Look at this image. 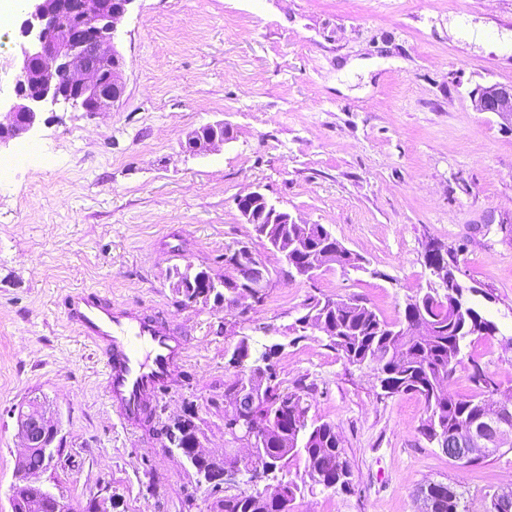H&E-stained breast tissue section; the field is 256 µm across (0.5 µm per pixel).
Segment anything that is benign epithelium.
I'll use <instances>...</instances> for the list:
<instances>
[{
	"label": "benign epithelium",
	"mask_w": 512,
	"mask_h": 512,
	"mask_svg": "<svg viewBox=\"0 0 512 512\" xmlns=\"http://www.w3.org/2000/svg\"><path fill=\"white\" fill-rule=\"evenodd\" d=\"M134 0H27V10L21 24L23 42L18 57V82L15 98L0 101V148L31 131L41 119L46 103L64 100L76 108L94 114L110 111L125 94L126 62L115 43L118 22L128 13ZM76 17L89 36L81 41H73L65 29L59 26L61 20ZM112 68L109 79L101 78L105 66ZM473 109L477 112H492L502 120V126L512 130V85L491 84L480 86L471 93ZM231 127L222 122L209 123L194 131L188 138V147L197 154H207L229 143L227 135ZM264 205L266 224H292L291 215L273 204L261 188L236 198L237 209L245 224L255 223L252 215L254 204ZM271 249L281 254L287 267L289 278L296 276L312 280L320 271L330 269L321 255L299 258L301 246L282 242L270 244ZM425 264L432 273L438 275L446 288H457L459 282L448 278V252H425ZM248 265L255 271V280L239 290L237 300H256L262 289L270 284V272L263 259L248 248L234 251L231 262L233 270ZM16 416L17 434L21 441L22 453L16 463L14 486L30 487L42 496L59 499L53 491L41 482V475L54 466L60 457V449L55 442L58 426L46 416L43 403L35 400L11 410ZM228 425L253 434L250 416L245 408L237 406L226 417ZM171 449L185 461L194 456H207L196 442L194 448L184 447L180 435L175 433L170 439ZM512 446V434L499 428L490 427L478 420L470 427L459 431L448 441V455L467 461L479 453L494 448ZM38 455L41 466L32 468L28 459ZM205 481L215 494L224 491L231 484L258 485L262 478L245 473L224 459H214V467ZM84 512H112V497L101 493L91 497L84 506Z\"/></svg>",
	"instance_id": "7a95c632"
}]
</instances>
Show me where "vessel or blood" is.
<instances>
[{
	"instance_id": "obj_1",
	"label": "vessel or blood",
	"mask_w": 512,
	"mask_h": 512,
	"mask_svg": "<svg viewBox=\"0 0 512 512\" xmlns=\"http://www.w3.org/2000/svg\"><path fill=\"white\" fill-rule=\"evenodd\" d=\"M68 324L103 354L106 399L121 423L144 427L177 382L190 342L166 322L81 288L65 302Z\"/></svg>"
}]
</instances>
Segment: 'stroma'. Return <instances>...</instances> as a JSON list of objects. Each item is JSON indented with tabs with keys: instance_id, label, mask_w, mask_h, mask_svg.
Returning a JSON list of instances; mask_svg holds the SVG:
<instances>
[{
	"instance_id": "1",
	"label": "stroma",
	"mask_w": 512,
	"mask_h": 512,
	"mask_svg": "<svg viewBox=\"0 0 512 512\" xmlns=\"http://www.w3.org/2000/svg\"><path fill=\"white\" fill-rule=\"evenodd\" d=\"M117 44L118 107L48 106L26 138L54 166L0 181V512L21 452L11 410L34 396L60 428L42 480L73 512L103 489L113 512H216L162 430L191 409L206 453L239 448L224 432V385L244 334L282 344L279 381L308 387L311 415L335 425L354 473V492L304 493L295 512H419L416 490L433 481L463 491V512H487L490 494L512 489V450L461 466L419 435V396L381 395L370 369L293 325L313 296L358 295L399 319L432 280L434 240L489 294L501 330L468 349L449 393H473L477 366L512 387V132L470 99L512 84V0H135ZM215 121L232 141L187 152L188 134ZM255 186L296 222L328 228L364 269L286 279L237 210ZM489 211L496 223H483ZM242 245L270 270L261 304L181 302L175 269L224 274L226 250ZM83 287L160 311L190 340L147 429L111 413L102 356L65 321Z\"/></svg>"
}]
</instances>
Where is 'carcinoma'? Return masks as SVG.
<instances>
[{
	"instance_id": "obj_1",
	"label": "carcinoma",
	"mask_w": 512,
	"mask_h": 512,
	"mask_svg": "<svg viewBox=\"0 0 512 512\" xmlns=\"http://www.w3.org/2000/svg\"><path fill=\"white\" fill-rule=\"evenodd\" d=\"M325 226L315 225L302 247L330 252L329 261L342 268L359 270L365 260L348 252L339 241L322 235ZM183 287L175 289L186 305L197 303L216 284L228 295L224 276L214 277L200 270L177 271ZM470 289L451 292L431 287L405 301L402 318L384 319L375 308L358 297L338 298L333 302L313 297L296 324L308 321L322 329L328 347L348 364L368 366L379 374L380 388L387 395L414 393L425 405L426 418L419 435L436 448L447 447L454 432L477 416L494 419L503 413L512 415V389L502 391L480 367L471 378L478 387L473 395L459 398L448 392V383L462 364L465 349L476 339L500 334L498 323L468 295ZM279 343L268 344L248 334L240 336L229 359L235 369L234 380L224 393L235 399L242 394L252 400L249 413L258 432L246 440L249 448L235 455L231 463L246 472L269 474L280 487V498L260 493L226 494L220 500V512H293V503L303 487L294 479L278 477L289 465L304 462L309 487L350 492L354 489L353 471L336 427L309 416L304 388L290 390L277 381L276 358ZM463 493L456 499L433 495L431 512H459ZM18 512H61L54 500L44 499L29 489L17 491Z\"/></svg>"
}]
</instances>
